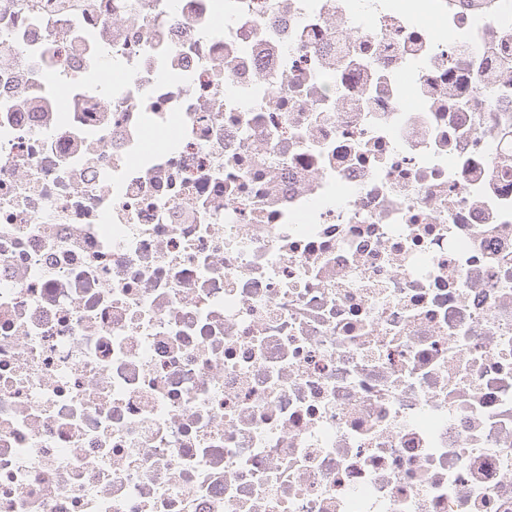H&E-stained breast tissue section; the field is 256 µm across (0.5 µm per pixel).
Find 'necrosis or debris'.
I'll return each mask as SVG.
<instances>
[{
  "instance_id": "1",
  "label": "necrosis or debris",
  "mask_w": 512,
  "mask_h": 512,
  "mask_svg": "<svg viewBox=\"0 0 512 512\" xmlns=\"http://www.w3.org/2000/svg\"><path fill=\"white\" fill-rule=\"evenodd\" d=\"M0 512H512V0H0Z\"/></svg>"
}]
</instances>
